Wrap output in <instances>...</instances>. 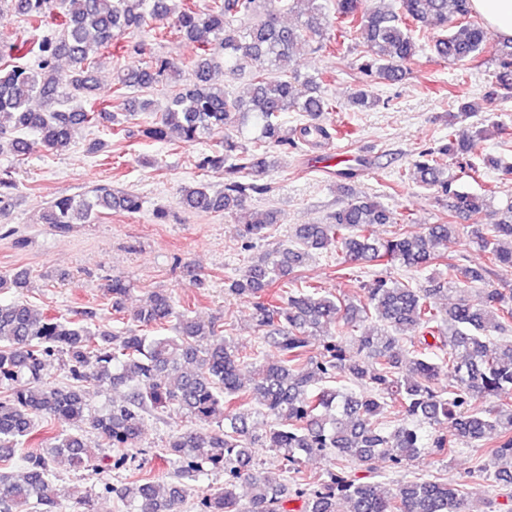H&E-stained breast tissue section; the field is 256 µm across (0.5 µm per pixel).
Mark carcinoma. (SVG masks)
Segmentation results:
<instances>
[{
    "label": "carcinoma",
    "mask_w": 512,
    "mask_h": 512,
    "mask_svg": "<svg viewBox=\"0 0 512 512\" xmlns=\"http://www.w3.org/2000/svg\"><path fill=\"white\" fill-rule=\"evenodd\" d=\"M274 0L260 12V0H211L197 10L187 0H0V20L15 16L34 31L47 14L61 7L59 29L28 46H0V147L8 139L11 154L27 156L67 145L78 125L102 126L109 134H126L116 111L149 112L151 101L128 97L122 90L174 83L182 68L174 61L150 58L113 75L115 94L96 97L94 71L99 57L121 51V37L153 18L172 19V29L194 43L189 62L194 80L172 90L160 117L139 125L137 135L163 143L174 133L185 144L212 138L231 125L255 130L248 144L229 135L199 156L197 168L224 169V191L210 193L199 183L182 190L184 208L200 213L248 214L238 224L247 243L266 237L277 223L271 210H251L247 200L270 192L255 178L271 167V149L302 141L316 144L333 133L319 122L337 109L321 91L322 77L301 81L291 58L311 44H336L354 35L364 41L360 72L374 84L404 79L407 66L421 52L416 32L448 31L432 39L430 50L450 63L474 62L491 44L492 34L472 19L471 0H393L388 7L365 0ZM296 12L298 26L280 15ZM336 23H331L330 14ZM65 60L68 68L56 65ZM257 63L242 94H231L213 80L222 71L235 76L245 63ZM496 83L512 89V40L498 43ZM41 102L34 109L31 103ZM81 100L87 105L73 107ZM377 99L366 89L351 106L367 111ZM302 112L309 122L288 127L285 114ZM31 132L35 139L24 133ZM470 142L448 131V142L425 150L414 161L415 180L451 199L450 211L471 221L470 235L488 265L473 266L448 256L456 225L443 216L427 231L415 230L411 213L396 211L368 196L341 206L325 224H300L288 247L251 264L228 280L226 290L254 299L252 319L275 357L251 362L217 321H198L176 311L166 292H155L134 313L140 329H99L88 322L96 313L78 312L66 319L39 312L22 298L0 302V512H57L58 499L71 495L60 488L53 463L67 461L84 468L92 461L86 433L117 451L113 467L125 463L135 447L144 415L176 410L200 424L215 422L219 430L189 428L173 436L163 458L179 463L170 483L132 482L102 491L116 494L128 512H185L189 485L215 470L224 472L222 491L203 495L196 512H290L288 502H302L300 512H469L466 498L446 481L408 480L389 484L374 475L371 463L384 459L401 467L426 450L447 456L455 436L473 442L498 438L485 472L500 490L512 487V292L483 289L479 305L466 293L485 283L493 270L512 269V200L498 209L494 224L482 223L489 205L482 195L457 185L448 173L447 157L463 155ZM254 176L243 182L236 174ZM140 197L98 186L89 194L51 201L43 223L65 233L110 210L136 213ZM392 224L393 236L380 238L375 227ZM339 251L351 262L372 267L424 272L443 267L423 286L412 279L377 278L361 284L363 300L354 303L298 275L312 255ZM29 272L0 275V289L27 287ZM112 314L124 313L130 291L114 276L105 284ZM175 322L174 335L152 336L146 328ZM352 340L356 352L345 347ZM409 355H403L404 343ZM322 350L311 355V347ZM57 356L68 383L44 380L47 359ZM447 374L451 388L439 386ZM126 386L127 398L101 416L86 413V386ZM250 399L261 406L268 426L254 430L240 411ZM494 406H483L486 401ZM397 408L413 421L444 420L454 434L429 444L419 428L400 424L388 429L380 421L386 409ZM63 426L53 442L25 457L24 471L5 470L20 444L34 440L36 421ZM271 448L284 466L300 473L304 458L327 457L334 468L293 486L256 468L253 448ZM248 486L241 502L238 485Z\"/></svg>",
    "instance_id": "1"
}]
</instances>
